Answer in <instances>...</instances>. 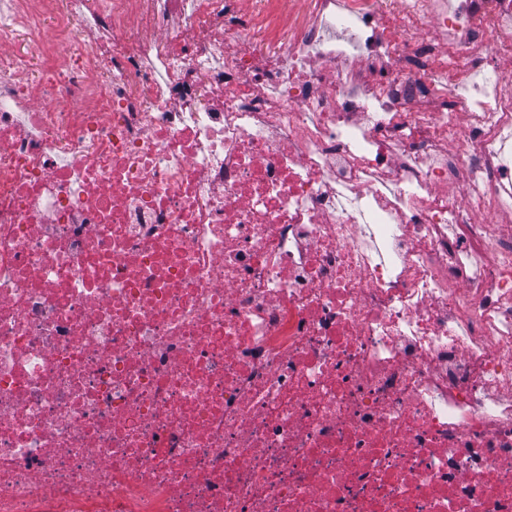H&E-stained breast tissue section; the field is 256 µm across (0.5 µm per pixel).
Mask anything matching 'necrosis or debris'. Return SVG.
<instances>
[{"label": "necrosis or debris", "mask_w": 512, "mask_h": 512, "mask_svg": "<svg viewBox=\"0 0 512 512\" xmlns=\"http://www.w3.org/2000/svg\"><path fill=\"white\" fill-rule=\"evenodd\" d=\"M0 0V512H512V0Z\"/></svg>", "instance_id": "necrosis-or-debris-1"}]
</instances>
